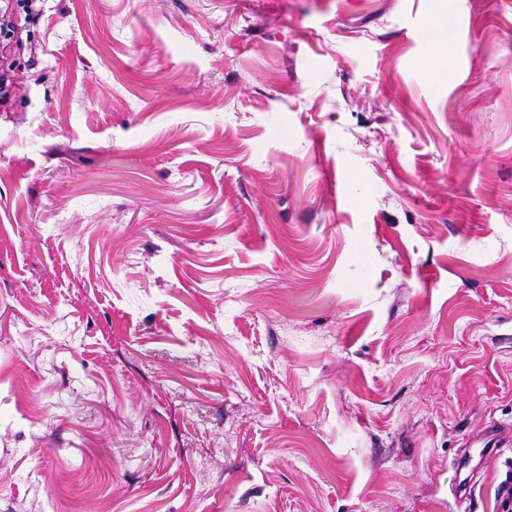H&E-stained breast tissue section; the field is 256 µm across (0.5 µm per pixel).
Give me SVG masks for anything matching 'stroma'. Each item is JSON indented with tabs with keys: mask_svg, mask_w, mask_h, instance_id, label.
Here are the masks:
<instances>
[{
	"mask_svg": "<svg viewBox=\"0 0 512 512\" xmlns=\"http://www.w3.org/2000/svg\"><path fill=\"white\" fill-rule=\"evenodd\" d=\"M0 4V512H501L512 0ZM512 423L491 421L480 433L479 442L486 453L500 452V448L511 446Z\"/></svg>",
	"mask_w": 512,
	"mask_h": 512,
	"instance_id": "obj_1",
	"label": "stroma"
}]
</instances>
